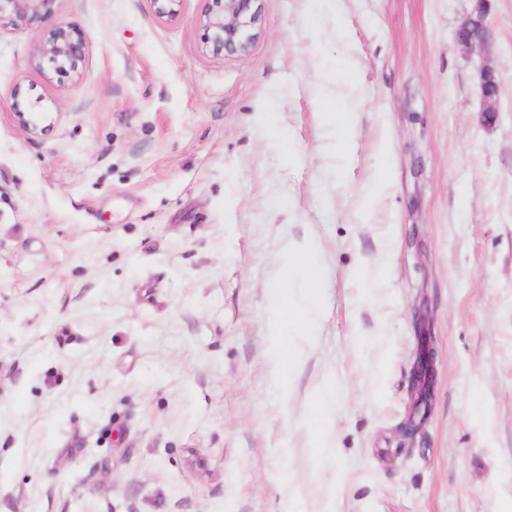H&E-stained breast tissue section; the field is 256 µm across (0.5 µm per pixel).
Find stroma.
Here are the masks:
<instances>
[{"label": "stroma", "mask_w": 512, "mask_h": 512, "mask_svg": "<svg viewBox=\"0 0 512 512\" xmlns=\"http://www.w3.org/2000/svg\"><path fill=\"white\" fill-rule=\"evenodd\" d=\"M476 4L262 0L240 57L204 49L205 0H58L87 37L62 76L40 30L0 32V512L512 504V0L466 48ZM306 237L321 316L282 398L269 321ZM422 304L435 394L409 438ZM457 41L464 47L485 46L491 41L490 30L485 23V18L468 16L459 26ZM477 76L480 94L483 100L481 112L486 116L496 114L498 109L496 97L500 86L499 72L493 65L484 62L478 68ZM492 88H496L495 96L489 93V90ZM334 396V389L328 385L319 387L315 395V402L321 416L313 431L314 443L315 448H322L323 456L326 458L332 453L331 448H333L329 441V432L325 427L326 412L328 406L334 400Z\"/></svg>", "instance_id": "35a3bbf8"}]
</instances>
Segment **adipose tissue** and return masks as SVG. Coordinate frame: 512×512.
<instances>
[{
	"mask_svg": "<svg viewBox=\"0 0 512 512\" xmlns=\"http://www.w3.org/2000/svg\"><path fill=\"white\" fill-rule=\"evenodd\" d=\"M317 246L313 240L289 245L286 251V268L289 276L296 279L298 293L282 291L277 309L270 322L273 338H280L286 325H293L302 339L313 336L320 316L318 288L320 272L316 264Z\"/></svg>",
	"mask_w": 512,
	"mask_h": 512,
	"instance_id": "1",
	"label": "adipose tissue"
}]
</instances>
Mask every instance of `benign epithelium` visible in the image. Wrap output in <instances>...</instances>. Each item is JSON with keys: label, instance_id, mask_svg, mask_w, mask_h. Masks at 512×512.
Instances as JSON below:
<instances>
[{"label": "benign epithelium", "instance_id": "benign-epithelium-1", "mask_svg": "<svg viewBox=\"0 0 512 512\" xmlns=\"http://www.w3.org/2000/svg\"><path fill=\"white\" fill-rule=\"evenodd\" d=\"M57 0H0V30L34 28L42 31L37 57L56 73L77 70L84 58L87 41L79 31L56 20ZM260 21V0H208L202 18L204 47L215 55L245 56L255 39ZM457 41L464 47L485 46L491 41L490 30L483 18L468 16L459 26ZM482 113L497 112L496 96L489 93L499 88L497 69L484 62L477 71Z\"/></svg>", "mask_w": 512, "mask_h": 512}]
</instances>
